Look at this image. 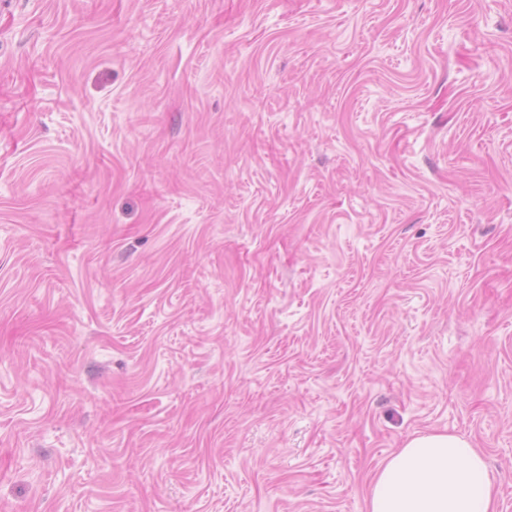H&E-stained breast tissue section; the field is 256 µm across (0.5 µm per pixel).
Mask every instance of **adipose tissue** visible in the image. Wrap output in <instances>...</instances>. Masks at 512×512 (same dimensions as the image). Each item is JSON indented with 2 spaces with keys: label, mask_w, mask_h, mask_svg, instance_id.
<instances>
[{
  "label": "adipose tissue",
  "mask_w": 512,
  "mask_h": 512,
  "mask_svg": "<svg viewBox=\"0 0 512 512\" xmlns=\"http://www.w3.org/2000/svg\"><path fill=\"white\" fill-rule=\"evenodd\" d=\"M367 512H498L494 477L464 437L425 432L411 437L373 476Z\"/></svg>",
  "instance_id": "obj_1"
}]
</instances>
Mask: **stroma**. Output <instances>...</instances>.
Listing matches in <instances>:
<instances>
[{
	"label": "stroma",
	"mask_w": 512,
	"mask_h": 512,
	"mask_svg": "<svg viewBox=\"0 0 512 512\" xmlns=\"http://www.w3.org/2000/svg\"><path fill=\"white\" fill-rule=\"evenodd\" d=\"M432 430L512 512V0H0V512H366Z\"/></svg>",
	"instance_id": "1"
}]
</instances>
